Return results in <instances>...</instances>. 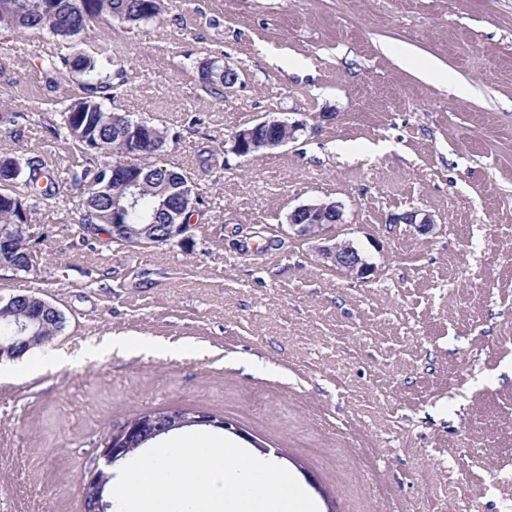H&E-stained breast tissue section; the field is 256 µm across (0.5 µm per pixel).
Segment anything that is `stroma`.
Masks as SVG:
<instances>
[{"instance_id":"obj_1","label":"stroma","mask_w":512,"mask_h":512,"mask_svg":"<svg viewBox=\"0 0 512 512\" xmlns=\"http://www.w3.org/2000/svg\"><path fill=\"white\" fill-rule=\"evenodd\" d=\"M79 51L122 69L113 108L177 132L166 160L204 204L151 248L83 236L74 191L34 210L33 267L0 266V298L40 296L66 323L0 361V512H83L103 442L162 409L235 421L316 483L319 512H512V0H164L72 40L2 28L0 155L81 163L55 134L78 82L41 66ZM208 56L239 74L220 99L197 82ZM268 116L307 128L230 155ZM209 152L228 166L204 169ZM319 201L342 204L329 232L369 282L289 231ZM412 210L433 230L397 222ZM112 335L137 354L86 357ZM60 350L75 364H50Z\"/></svg>"}]
</instances>
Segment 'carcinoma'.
<instances>
[{"label":"carcinoma","mask_w":512,"mask_h":512,"mask_svg":"<svg viewBox=\"0 0 512 512\" xmlns=\"http://www.w3.org/2000/svg\"><path fill=\"white\" fill-rule=\"evenodd\" d=\"M162 0H0V27L45 30L63 39L79 35L96 21L140 23L156 19ZM46 70L79 77L81 95L62 111L61 133L86 157V163L70 171L69 187L83 190L79 223L88 234L106 235L119 244L127 242L126 232L153 236L154 245H169L165 226L172 223L173 211L180 209L182 184L188 174L164 163L169 130L150 121L147 131L137 138L130 134L129 115L106 106L112 100V58L102 60L86 55L49 57ZM201 88L217 99L224 98V63L213 59L209 65L196 64ZM141 155L148 165H127L124 157ZM138 187L133 204L127 203L130 176ZM0 232L14 235L31 251L25 225L32 211L44 201L61 194V184L48 162L37 155L19 154L0 158ZM27 189L25 213L18 212L11 200L19 197L16 183Z\"/></svg>","instance_id":"obj_1"}]
</instances>
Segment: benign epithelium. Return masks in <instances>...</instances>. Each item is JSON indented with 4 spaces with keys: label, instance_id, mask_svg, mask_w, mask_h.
I'll return each instance as SVG.
<instances>
[{
    "label": "benign epithelium",
    "instance_id": "7a95c632",
    "mask_svg": "<svg viewBox=\"0 0 512 512\" xmlns=\"http://www.w3.org/2000/svg\"><path fill=\"white\" fill-rule=\"evenodd\" d=\"M288 126V136L273 135L261 141L253 137V130L244 128L235 137L240 145V151L250 153L259 148L275 150L294 143L299 138V132L304 130L302 122L280 121ZM336 215V221L343 220V206L339 202L303 204L295 207L288 220L289 229L294 234L306 240H319L321 245L316 247L319 259L329 262L336 270L348 277L360 281L367 280L375 272V266L361 256L354 244L348 240H339L326 235V221L329 216ZM405 224H414L421 231H428L434 226L431 215L420 211H410L397 218ZM40 306L41 311L30 315L26 309L31 304ZM23 308L21 316L25 320L15 323V336L10 345L0 347V358L9 352L19 358L34 346L48 343L50 336H36L31 333L32 326L41 319V315L57 319L60 311L52 304L32 294H19L11 297L5 304V310ZM213 427L226 432L242 435L237 424L224 417L201 411H178L166 414H142L135 420L126 422L119 430L112 433L102 446L101 456L105 465H114L124 460L128 455L148 444L150 441L168 432L185 427ZM110 476L102 468H95L82 480L83 512H103L106 502L102 499L106 482Z\"/></svg>",
    "mask_w": 512,
    "mask_h": 512
}]
</instances>
